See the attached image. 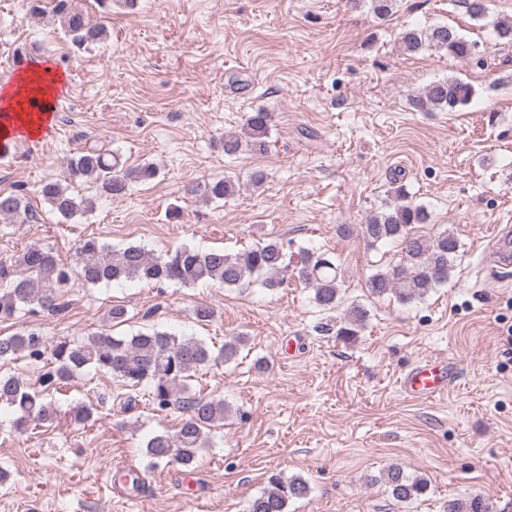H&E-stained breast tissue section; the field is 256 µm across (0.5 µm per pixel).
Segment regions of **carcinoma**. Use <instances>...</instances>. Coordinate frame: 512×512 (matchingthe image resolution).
<instances>
[{
  "instance_id": "obj_1",
  "label": "carcinoma",
  "mask_w": 512,
  "mask_h": 512,
  "mask_svg": "<svg viewBox=\"0 0 512 512\" xmlns=\"http://www.w3.org/2000/svg\"><path fill=\"white\" fill-rule=\"evenodd\" d=\"M57 11L74 46L80 48L103 35V27L88 24L76 0H57ZM399 39L411 53L434 49L460 61L476 56L477 44L445 24L408 28ZM474 95L471 84L448 77L426 86L411 98V103L420 112H455L467 106ZM270 121V113L262 110L249 115L243 134L224 137V153L233 155L243 148L264 153ZM157 175L158 169L151 163L126 167L118 152L91 146L67 160L61 177L40 183L38 195L68 221L92 207L91 199L71 191L74 184L91 181L100 194L114 197ZM236 189L234 181L224 179L198 183L189 187L188 193L207 200H222ZM0 218L11 223L29 220L31 212L25 194L18 190L0 193ZM428 220V210L409 201L401 188L384 210L366 219L360 230L370 245L398 242L401 246L397 263L379 268L369 276L372 294L393 295L404 303L422 299L448 282L462 244L449 230L429 239L410 233L411 225ZM290 267L299 281L313 291L317 307L328 311L338 307L341 281L336 262L324 253L307 249L299 251L298 260L292 265L287 262L283 244L274 239L238 253L182 247L164 257H154L141 246L114 249L92 237L77 248L74 271L77 280L92 285L137 281L192 287L208 282L224 288H243L259 280L264 287L274 289L283 284L280 275ZM69 279L70 273L59 265L48 247L34 245L13 259L0 260V318H12L20 311L32 312L37 307L60 310L61 288ZM366 318L367 311L354 304L343 318L333 325L325 324L323 329H334L337 338L353 341ZM246 344V336L238 335L224 342L215 355L202 340L157 329L131 336L96 332L80 340L64 337L49 346L33 331L0 336V360L20 355L46 361L37 387L14 375H0V405L12 410L13 424L18 429L41 425L56 415L52 391L86 372L110 375L129 392L147 394L160 410L176 402L188 412L176 429L149 434L144 441V454L152 468L175 464L189 469L208 441L207 431L224 422V400L192 392L191 381L206 364L236 359ZM382 479L399 502L413 500L427 490L426 481L407 475L399 466L387 468ZM309 492L308 481L300 476L285 479L273 475L269 486L250 501L248 512H288L290 502L306 498ZM444 512H492V506L485 498L473 496L448 502Z\"/></svg>"
}]
</instances>
